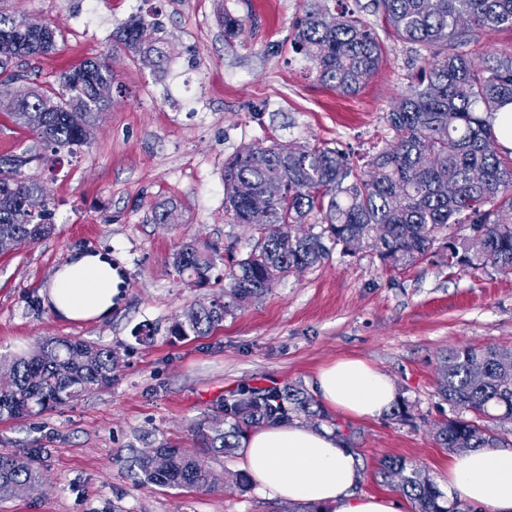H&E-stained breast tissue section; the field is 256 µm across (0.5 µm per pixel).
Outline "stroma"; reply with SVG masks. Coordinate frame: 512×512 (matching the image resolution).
Here are the masks:
<instances>
[{
  "label": "stroma",
  "mask_w": 512,
  "mask_h": 512,
  "mask_svg": "<svg viewBox=\"0 0 512 512\" xmlns=\"http://www.w3.org/2000/svg\"><path fill=\"white\" fill-rule=\"evenodd\" d=\"M306 0H98L105 30L83 23L85 0H7V10L51 22L54 53L26 67L13 94L55 81L64 70L104 52L122 92L91 119L76 154L27 167L49 193L55 233L0 254V359L49 338H82L117 351L112 386L39 415L0 421V451L35 456L42 474L0 512H310L235 482L239 458L210 463V490L147 486L133 459L158 442L193 447L189 426L224 393L241 385L287 383L313 391L319 367L343 356L386 373L406 420L375 421L328 411L308 420L339 425L361 464L360 492L399 496L382 460L426 471L436 484L448 472V449L436 440L452 417L436 393L437 364L449 348H512V269L448 264L449 238L470 239L469 225L440 233L432 253L403 269L384 267L368 249L335 248L323 263L291 271L261 297L231 306L203 336L171 331L191 308L224 295L222 276L249 253L258 231L224 207V162L250 144L328 146L368 160L388 136L415 45L383 36L378 73L354 96L323 85L288 36ZM240 16L227 36L222 10ZM134 14L162 22L181 49L165 73L116 48L117 27ZM170 210L168 223L153 219ZM214 246L220 259L208 284L193 286L173 264L186 240ZM96 253L118 276L108 317L58 318L48 284L69 257Z\"/></svg>",
  "instance_id": "35a3bbf8"
}]
</instances>
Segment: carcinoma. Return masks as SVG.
I'll return each mask as SVG.
<instances>
[{
    "label": "carcinoma",
    "instance_id": "carcinoma-1",
    "mask_svg": "<svg viewBox=\"0 0 512 512\" xmlns=\"http://www.w3.org/2000/svg\"><path fill=\"white\" fill-rule=\"evenodd\" d=\"M331 0H307L292 25L293 51L311 63L318 80L340 96H351L377 73L383 58L374 28L350 11L334 12ZM382 19L400 40L426 53L418 74L387 113L391 139L369 163L355 169L334 148L290 144L249 145L224 162V204L238 224L260 227L256 245L224 274V296L193 308L194 316L173 325L178 336L204 335L224 321L230 306L251 301L293 269L346 251L372 250L393 269L413 265L432 251L439 231L468 224L485 243L483 256L469 244L448 241V265L472 269L512 267V154L491 148L492 120L512 103V55L475 61L463 48L487 32L512 30V0H374ZM157 34L152 38L147 31ZM161 22L130 16L115 42L159 72L175 46L159 37ZM56 49L50 23L7 11L0 0V95L10 93L16 68ZM116 83L109 54L92 57L62 73L55 88L33 87L13 97L14 124L29 131L39 149H26L29 162H48L63 150L86 143L70 120L91 119L112 103ZM15 155L0 156V252L50 236L48 195L32 183ZM310 224L302 234L296 226ZM217 251L195 241L180 244L174 265L196 286L216 268ZM117 352L79 338L48 340L13 358L0 380V419H17L68 406L112 384ZM484 361L487 373L473 380L468 364ZM436 392L459 415L438 426L444 448L465 452L494 448L497 418L512 419V349L460 346L438 368ZM466 412L480 418L468 420ZM322 410L298 385H243L216 401L194 421L196 448L168 443L156 457L141 455L147 485L207 488L210 460L233 453L247 428L276 425L292 417H317ZM405 473L399 489L413 512H460L441 504L442 493L420 468L387 460L383 471ZM30 456L0 453V498H10L39 481Z\"/></svg>",
    "mask_w": 512,
    "mask_h": 512
}]
</instances>
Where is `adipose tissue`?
<instances>
[{
	"instance_id": "adipose-tissue-1",
	"label": "adipose tissue",
	"mask_w": 512,
	"mask_h": 512,
	"mask_svg": "<svg viewBox=\"0 0 512 512\" xmlns=\"http://www.w3.org/2000/svg\"><path fill=\"white\" fill-rule=\"evenodd\" d=\"M55 313L86 321L112 310V265L96 255L62 263L49 284ZM316 394L331 410L358 420L381 418L397 390L388 375L360 358H340L319 369ZM241 466L271 496L321 508L322 512H401L389 495L359 493L360 462L328 429L300 422L254 429L241 440ZM447 492L480 512H512V450L478 448L448 461Z\"/></svg>"
}]
</instances>
